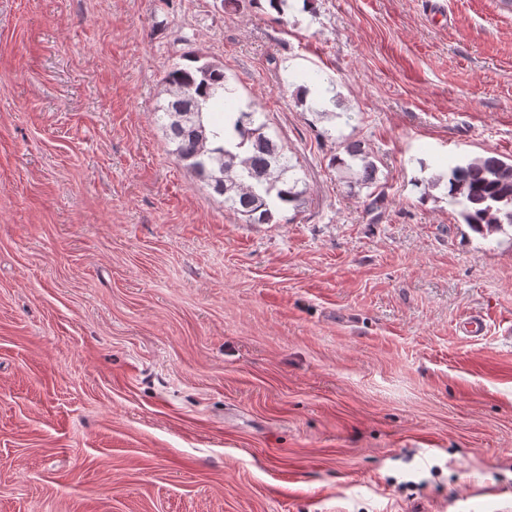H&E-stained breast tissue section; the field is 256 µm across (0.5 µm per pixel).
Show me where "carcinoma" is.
<instances>
[{"label": "carcinoma", "instance_id": "cac0c4a2", "mask_svg": "<svg viewBox=\"0 0 512 512\" xmlns=\"http://www.w3.org/2000/svg\"><path fill=\"white\" fill-rule=\"evenodd\" d=\"M183 59L187 64L176 63L166 72L168 100L154 109L175 145L172 153L223 196L224 208L242 223H288L283 211L298 205L307 192L292 157L250 108L224 113L220 130L206 128L202 112L233 89L224 66L202 63L191 53ZM331 165L360 187L371 184L376 175L375 164L356 142L344 143L343 155L334 156ZM429 184L445 185L450 202L460 207L463 223L482 237L505 224L512 226V161L475 158L432 175Z\"/></svg>", "mask_w": 512, "mask_h": 512}]
</instances>
